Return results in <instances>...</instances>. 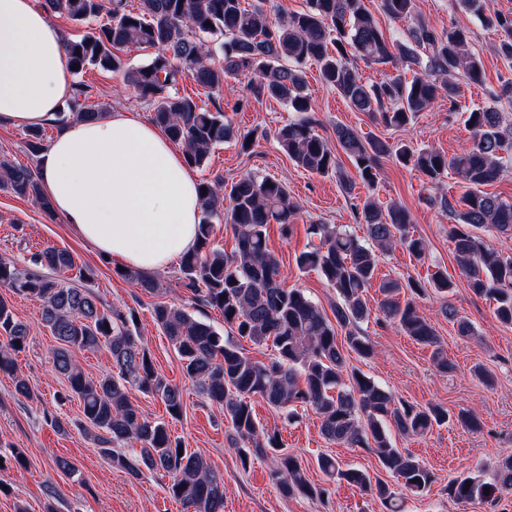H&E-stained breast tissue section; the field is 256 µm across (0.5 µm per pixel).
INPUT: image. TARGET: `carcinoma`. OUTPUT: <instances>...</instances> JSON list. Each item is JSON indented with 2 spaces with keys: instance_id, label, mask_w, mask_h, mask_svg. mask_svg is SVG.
Masks as SVG:
<instances>
[{
  "instance_id": "cac0c4a2",
  "label": "carcinoma",
  "mask_w": 512,
  "mask_h": 512,
  "mask_svg": "<svg viewBox=\"0 0 512 512\" xmlns=\"http://www.w3.org/2000/svg\"><path fill=\"white\" fill-rule=\"evenodd\" d=\"M54 16L83 27L82 34L65 38L74 74L101 69L123 76L141 102L150 106L152 120L170 140L182 146L185 162L199 167L218 145L236 141L251 152L266 133H243L224 110H210L192 97L179 94L183 78L219 92L228 80L251 75L248 86L256 98L284 102L299 117L274 133L279 148L299 168L319 176L336 175L342 189L352 194L356 182L372 190L381 163L392 158L428 178L433 184L453 172L461 183L459 197L442 196L439 208L452 224L448 238L470 290L495 302L494 313L512 328V258L490 247L471 228L492 227L512 233V202L482 190L503 175L512 156V130L502 128V113L495 106L471 109L466 118L473 133L470 148L452 157L430 148L406 143L391 144L378 137H363L347 126L336 127V146L351 160L356 177L345 174L337 152L315 130L305 92L303 67L313 62L323 83L358 112H367L388 127H405L438 98H448V109L457 106L461 73L470 84L483 81L480 54L471 49V30L450 26L439 32L424 22L409 31L412 43L388 42L375 16L363 0H306V9L276 23L267 20L258 0L247 8L243 0H44ZM480 23L497 32L498 52L512 60V14L491 9L490 0H457ZM381 11L394 21L414 17L415 0H380ZM211 25H205V22ZM431 51L424 75L407 82L397 74L379 83L362 80L353 60L366 64L390 63L395 69L420 65L417 48ZM131 48L154 49L151 59L131 67L122 53ZM89 86L73 84L67 119L95 121L106 109L86 104ZM41 127L25 131L29 153L44 148ZM0 189L36 203L51 213L42 196L37 170L17 166L0 157ZM201 221L196 247L180 263L183 285L201 308L219 310L224 330L172 303L153 308L154 321L177 352L182 370L199 393L224 412L230 439L241 468L251 459L277 454L276 486L290 498L297 494L321 497L326 489L311 484L299 458L280 452L277 434L256 418L251 399L292 418L298 407H309L319 417L321 434L332 444L367 448L382 469L408 492L419 495L434 482L426 465L405 449L394 446L390 428L403 436H423L450 421L468 431L481 428L476 414L463 411L452 416L441 405L418 407L395 397L359 370L348 369V358L337 339L345 331L347 349L361 358L374 355L371 340L357 332L358 323L371 314L367 289L377 278V251L399 244L414 258H426L427 242L410 234L409 212L400 205L379 207L371 196L354 205L356 218L366 226L371 243L361 241L346 225L311 224L310 242L295 257L299 270L319 272L336 292L333 317L302 289L287 288L280 280V265L267 243L268 225H280L289 234L298 206L286 183L259 173H247L229 183L204 180L198 186ZM231 229L235 247L227 252L212 239L213 223ZM76 268L72 254L47 246L30 253L28 264L0 259V288L42 301L41 323L57 345L53 366L66 381L64 396L82 405V419L75 424L54 416L52 425L65 433L75 426L112 462V467L133 479L145 473L168 477L166 491L184 512H224V474L207 457L171 437L169 423L150 420L131 401V391L160 399L173 421L183 415L179 386L159 373L147 342L137 333L133 309L105 307L85 282L88 269L77 278L65 273ZM127 281L149 294L158 292L150 273L137 269L119 271ZM453 290L448 274L437 270L428 284L409 278L383 280L377 320L396 327L415 342L432 348V359L441 371L452 369L439 336L420 307L429 292L446 296ZM256 346H270L274 357L267 363L252 360L234 338ZM29 327L18 320L10 301L0 296V373L14 376L19 399H37L24 377L14 375V355L25 350ZM104 350L109 371L86 373L74 358L75 351ZM318 467L330 478L359 488L378 499L389 512H399L389 484L357 468H344L332 456L322 455ZM490 492H484V489ZM448 496L455 501L495 508L512 494V453L498 464L489 480L458 476L448 480Z\"/></svg>"
}]
</instances>
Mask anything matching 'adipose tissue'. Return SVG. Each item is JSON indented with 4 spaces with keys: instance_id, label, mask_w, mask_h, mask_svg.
Wrapping results in <instances>:
<instances>
[{
    "instance_id": "ef3b65f1",
    "label": "adipose tissue",
    "mask_w": 512,
    "mask_h": 512,
    "mask_svg": "<svg viewBox=\"0 0 512 512\" xmlns=\"http://www.w3.org/2000/svg\"><path fill=\"white\" fill-rule=\"evenodd\" d=\"M72 81L63 33L42 0H0V125L51 123ZM38 165L54 214L101 256L155 272L194 247L198 177L138 113L66 124Z\"/></svg>"
}]
</instances>
